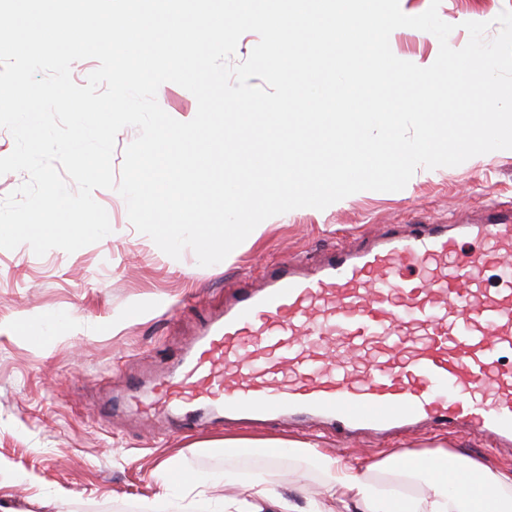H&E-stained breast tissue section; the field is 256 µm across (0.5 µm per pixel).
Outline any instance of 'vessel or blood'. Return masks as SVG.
<instances>
[{
	"instance_id": "b4317fda",
	"label": "vessel or blood",
	"mask_w": 512,
	"mask_h": 512,
	"mask_svg": "<svg viewBox=\"0 0 512 512\" xmlns=\"http://www.w3.org/2000/svg\"><path fill=\"white\" fill-rule=\"evenodd\" d=\"M136 403L192 426L306 417L343 440L462 425L511 448L512 214L387 224L312 271L273 264Z\"/></svg>"
}]
</instances>
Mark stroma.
<instances>
[{"label":"stroma","instance_id":"obj_1","mask_svg":"<svg viewBox=\"0 0 512 512\" xmlns=\"http://www.w3.org/2000/svg\"><path fill=\"white\" fill-rule=\"evenodd\" d=\"M505 10L512 0H441L438 13L452 24L448 42L457 47L469 40L464 22L488 23L491 39ZM390 47L415 64L439 53L433 34L407 27L392 32ZM93 197L112 228L99 242L41 257L26 244L0 248V507L7 512H151L163 480L175 494L200 492L219 507L249 497L252 478L264 470L275 472L277 490L297 479L311 497L323 494L310 463L285 453L228 456L216 445L226 437L316 442L345 461L443 447L512 468L511 456L463 430L342 445L312 421L234 425L214 417L206 429L191 430L178 418L148 420L124 405L132 380L149 382L176 365L189 336L223 312L237 289L257 283L267 265H314L336 245L361 246L383 224H458L491 207L511 211L512 150L417 168L399 191H361L323 210L270 217L208 267L189 249L177 259L162 252L133 227L115 190ZM228 470L237 473L235 483H225Z\"/></svg>","mask_w":512,"mask_h":512}]
</instances>
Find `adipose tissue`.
Instances as JSON below:
<instances>
[{"label": "adipose tissue", "instance_id": "obj_1", "mask_svg": "<svg viewBox=\"0 0 512 512\" xmlns=\"http://www.w3.org/2000/svg\"><path fill=\"white\" fill-rule=\"evenodd\" d=\"M287 448L320 471L325 498L298 505L260 476L251 485L250 499L225 500L224 512H512V470L445 448L424 464L393 453L370 464H351L310 444L291 442ZM463 470L478 474V490L455 483V474Z\"/></svg>", "mask_w": 512, "mask_h": 512}]
</instances>
